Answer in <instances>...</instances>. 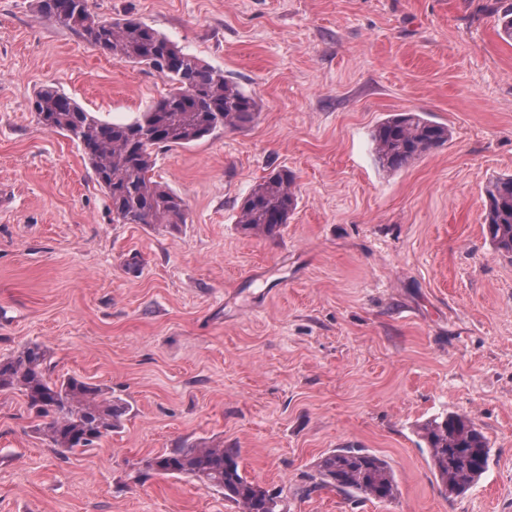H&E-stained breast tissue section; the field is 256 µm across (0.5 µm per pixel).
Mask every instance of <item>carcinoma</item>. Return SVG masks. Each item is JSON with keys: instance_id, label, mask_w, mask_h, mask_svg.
Instances as JSON below:
<instances>
[{"instance_id": "obj_1", "label": "carcinoma", "mask_w": 512, "mask_h": 512, "mask_svg": "<svg viewBox=\"0 0 512 512\" xmlns=\"http://www.w3.org/2000/svg\"><path fill=\"white\" fill-rule=\"evenodd\" d=\"M41 15L55 20L90 46L123 62L156 71L169 91L127 122L99 118L57 87L45 85L32 99V111L46 130L71 138L91 165L120 224H153L175 231L186 223V203L155 180L154 149L184 147L218 128L254 122L257 103L224 72L191 55L133 15L107 19L94 15L88 0H38ZM502 38L512 40V2L497 13ZM448 128L414 112L396 114L373 131L382 166L397 171L448 142ZM484 224L494 250L512 259V174L485 187ZM297 206L294 176L270 173L240 206L238 224L255 236L273 237ZM46 349L37 343L0 358V392H18L30 414L43 420L42 432L58 453L84 452L121 426L129 405L77 376L54 379ZM423 439L436 478L448 497L470 490L486 470L490 448L469 420L446 414L427 422ZM196 479L224 494L240 512H277L276 496L241 471L232 448L184 442L148 460L143 475ZM310 490L333 488L346 496L389 500L396 482L387 462L361 448L337 449L317 464Z\"/></svg>"}]
</instances>
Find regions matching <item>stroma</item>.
<instances>
[{
  "instance_id": "35a3bbf8",
  "label": "stroma",
  "mask_w": 512,
  "mask_h": 512,
  "mask_svg": "<svg viewBox=\"0 0 512 512\" xmlns=\"http://www.w3.org/2000/svg\"><path fill=\"white\" fill-rule=\"evenodd\" d=\"M495 0H88L144 19L250 93L253 123L155 152L187 205L166 233L113 221L89 162L30 108L51 84L111 121L167 90L36 0H0V357L30 343L57 375L129 403L84 453L48 446L0 394V512H239L189 478L138 479L189 441L237 449L277 512H512V259L485 236L484 188L512 174V43ZM416 112L448 143L383 168L372 131ZM295 177L280 235L237 222L272 171ZM447 413L489 467L442 495L420 427ZM339 448L384 459L392 500L307 492Z\"/></svg>"
}]
</instances>
